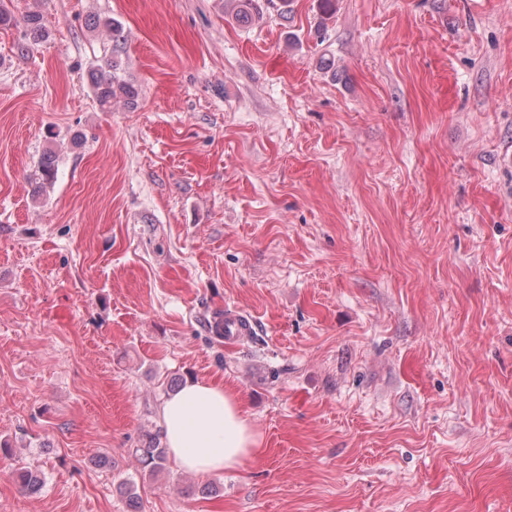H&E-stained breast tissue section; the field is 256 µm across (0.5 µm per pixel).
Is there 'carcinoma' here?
Listing matches in <instances>:
<instances>
[{
	"label": "carcinoma",
	"instance_id": "obj_1",
	"mask_svg": "<svg viewBox=\"0 0 512 512\" xmlns=\"http://www.w3.org/2000/svg\"><path fill=\"white\" fill-rule=\"evenodd\" d=\"M24 23L27 34L32 40L40 41L47 37L48 31L41 14L37 12L26 14ZM104 26L111 34L112 56L105 61L104 66H93L87 71L88 83L101 106H109L112 101L121 98L128 107L133 108L138 103L139 91L123 76L120 57L125 40L123 27L115 19L105 21ZM57 167L56 153L50 148L45 149L31 180L32 200H39L47 187L55 182ZM133 452L149 475L156 476L165 470L167 449L161 444L158 436L147 437L144 444L133 449ZM15 479L23 488L31 492L38 491L42 484L41 476L27 467L17 469Z\"/></svg>",
	"mask_w": 512,
	"mask_h": 512
}]
</instances>
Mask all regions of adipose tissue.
Instances as JSON below:
<instances>
[{"label": "adipose tissue", "mask_w": 512, "mask_h": 512, "mask_svg": "<svg viewBox=\"0 0 512 512\" xmlns=\"http://www.w3.org/2000/svg\"><path fill=\"white\" fill-rule=\"evenodd\" d=\"M170 457L180 470L213 476L243 467L261 440L237 396L222 383L189 380L159 409Z\"/></svg>", "instance_id": "ef3b65f1"}]
</instances>
